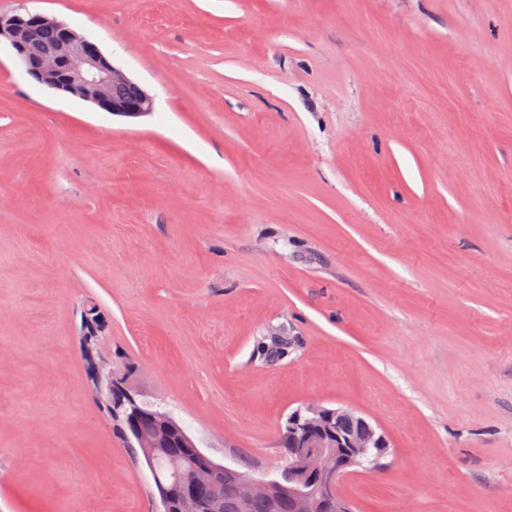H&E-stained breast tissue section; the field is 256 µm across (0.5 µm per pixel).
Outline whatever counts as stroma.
I'll return each mask as SVG.
<instances>
[{"label":"stroma","mask_w":512,"mask_h":512,"mask_svg":"<svg viewBox=\"0 0 512 512\" xmlns=\"http://www.w3.org/2000/svg\"><path fill=\"white\" fill-rule=\"evenodd\" d=\"M154 100L54 96L0 43V512H157L79 334L214 461L287 415L390 444L358 512H512V0H0Z\"/></svg>","instance_id":"stroma-1"}]
</instances>
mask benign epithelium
I'll return each instance as SVG.
<instances>
[{"label":"benign epithelium","instance_id":"7a95c632","mask_svg":"<svg viewBox=\"0 0 512 512\" xmlns=\"http://www.w3.org/2000/svg\"><path fill=\"white\" fill-rule=\"evenodd\" d=\"M10 43L27 73L53 93L72 94L101 110L138 117L152 110L149 94L126 77L96 43L68 25L42 13L18 8L0 12V38ZM132 400L129 421L148 422L153 440L146 451L180 448L188 457L199 455L195 441L168 424V417L145 418L129 386L117 384ZM335 417L362 420L349 410L311 405L288 415V468L281 476L255 477L226 465L210 466L193 475L177 474L162 498L167 512H195L202 484L212 486V512H241L244 504L259 512H353V503L338 492L346 474L374 471L375 449L387 447L383 436L369 428L344 432Z\"/></svg>","mask_w":512,"mask_h":512}]
</instances>
